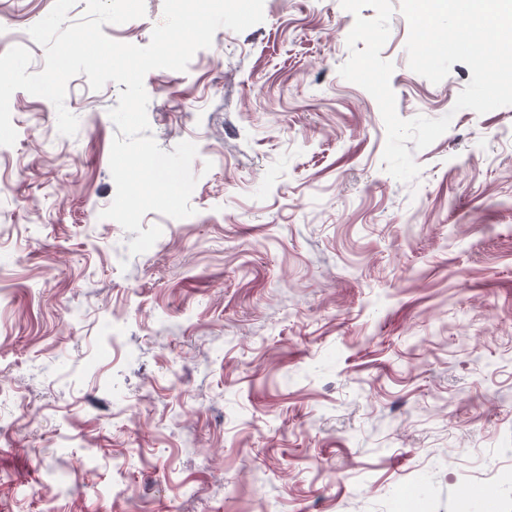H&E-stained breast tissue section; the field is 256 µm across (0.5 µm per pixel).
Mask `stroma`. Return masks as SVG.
<instances>
[{"instance_id":"1","label":"stroma","mask_w":512,"mask_h":512,"mask_svg":"<svg viewBox=\"0 0 512 512\" xmlns=\"http://www.w3.org/2000/svg\"><path fill=\"white\" fill-rule=\"evenodd\" d=\"M54 0H0V28ZM108 24L147 45L163 0ZM340 0H264L186 71H150V133L194 142L193 216L150 250L102 218L120 85L67 84L79 119L16 91L0 146V512H512V106L455 110L470 68L380 56L404 119L343 79ZM495 485L493 505L480 497Z\"/></svg>"}]
</instances>
